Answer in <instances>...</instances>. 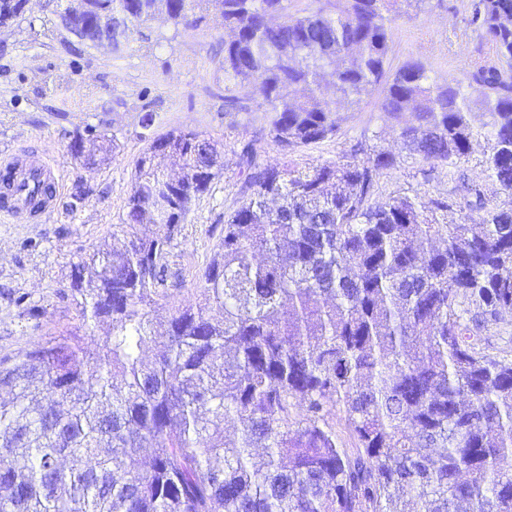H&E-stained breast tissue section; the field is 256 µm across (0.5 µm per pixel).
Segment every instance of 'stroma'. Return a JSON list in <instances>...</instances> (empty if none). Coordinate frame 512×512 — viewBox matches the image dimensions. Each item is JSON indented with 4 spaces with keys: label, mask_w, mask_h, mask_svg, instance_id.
Returning <instances> with one entry per match:
<instances>
[{
    "label": "stroma",
    "mask_w": 512,
    "mask_h": 512,
    "mask_svg": "<svg viewBox=\"0 0 512 512\" xmlns=\"http://www.w3.org/2000/svg\"><path fill=\"white\" fill-rule=\"evenodd\" d=\"M75 0H30L27 11L0 28V155L47 161L56 193L49 208L16 219L0 217V357L16 356L53 337L92 338L69 289L81 258L124 235L127 201L138 159L153 138L194 130L220 144L223 170L195 202L170 248L178 275L176 299L197 302L199 277L224 236V216L246 199L240 144L255 141L264 163L299 166L355 160L357 145L401 148V122L371 98L343 113L332 138L286 153L270 133L271 115L259 111L251 90L236 110L224 107V23L210 15L193 30L165 17L131 26L117 43L87 47L61 26L59 14ZM467 0H427L413 20H397L387 65L397 70L417 58L434 73L467 83L474 64L495 61L492 44L468 23ZM150 127H143L145 113ZM476 138L455 171L403 158L380 176L374 198L406 193L429 199L464 195L486 183L491 205L512 199L487 184L481 164L492 139L487 115L473 118ZM113 134L118 149L105 164L87 168L74 157L73 138Z\"/></svg>",
    "instance_id": "stroma-1"
}]
</instances>
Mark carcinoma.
<instances>
[{
  "instance_id": "carcinoma-1",
  "label": "carcinoma",
  "mask_w": 512,
  "mask_h": 512,
  "mask_svg": "<svg viewBox=\"0 0 512 512\" xmlns=\"http://www.w3.org/2000/svg\"><path fill=\"white\" fill-rule=\"evenodd\" d=\"M84 0L81 21H149L157 7L194 28L215 12L224 102L249 85L292 150L335 136L375 93L412 122L402 150L450 169L467 160L471 116L492 118L487 178L512 198V0H472L468 23L499 63L469 90L419 59L387 68L393 24L427 0ZM74 156L99 165L103 133ZM261 163L240 143L247 199L199 278L204 303L171 299L177 220L209 193L218 143L169 133L140 157L123 238L76 266L70 296L84 325L107 326L96 356L72 334L0 358V512H512V358L479 348L483 323L512 310V201L485 186L369 203L400 155ZM483 211L475 224L444 212ZM158 224L163 233L138 234ZM218 308L224 319H214ZM153 342L159 351L144 357ZM355 440L336 437V412ZM233 417L238 436H224Z\"/></svg>"
}]
</instances>
